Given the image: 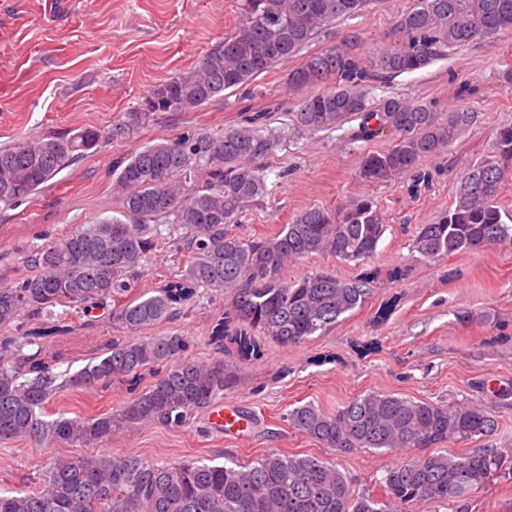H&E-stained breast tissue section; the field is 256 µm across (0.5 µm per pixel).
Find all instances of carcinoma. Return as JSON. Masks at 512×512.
<instances>
[{
  "label": "carcinoma",
  "mask_w": 512,
  "mask_h": 512,
  "mask_svg": "<svg viewBox=\"0 0 512 512\" xmlns=\"http://www.w3.org/2000/svg\"><path fill=\"white\" fill-rule=\"evenodd\" d=\"M373 0H235L236 23L224 42L192 70L156 85L142 107L112 124L108 138L131 135L154 112H196L224 92L250 84L278 64L297 60L288 89L302 98L290 113L293 129L318 132L355 121L348 139L389 145L363 154L360 180L384 184L412 176L413 192L434 172L420 167L448 150L477 122L463 108L437 112L434 102L375 91L391 80L427 68L478 38L492 42L512 32V0H417L404 12L390 43L362 50L357 29L314 53L306 48L319 31L353 19ZM103 135L82 130L46 136L0 149V206L14 207L98 145ZM279 146L256 115L244 124L190 139L146 145L125 161L116 185L123 196L119 216L82 225L34 251L32 274L0 288V444L33 440L52 454L38 472L39 487L0 489V512H409L420 502L457 503L469 512V496L506 477L512 448L469 454L440 453L447 443H466L494 430L485 404L416 401L391 393L360 395L336 413L311 403L288 419L326 447L395 452L425 443L437 448L385 469L383 498L357 491L335 465L313 456L272 451L247 465L202 461L159 464L136 455H69L63 448H95L121 428L148 424L184 427L237 382L222 361L203 364L184 357L189 337L179 333L114 336L77 372L59 367L70 348L51 354V337L70 340L80 325L52 309L67 307L94 321L110 308L112 324L131 331L152 328L180 314L177 304L195 287L229 294L231 305L211 328L209 340L228 338L242 359L258 352L253 333L281 346L296 345L334 326L363 303L360 281L317 272L291 282L279 270L290 260L328 254L358 262L371 257L387 231L377 202L352 198L333 209L306 208L270 236L240 237L227 226L245 204L267 191L254 163ZM209 182L191 186L198 173ZM512 175V126L497 129L491 151L468 167L454 199L434 224H422L412 247L434 259L512 241V216L497 197ZM168 228L160 229V224ZM180 230L188 252L181 277L164 288L137 291L159 242ZM54 322L25 329L23 316ZM123 387L119 410L92 416L50 412L60 389L107 391Z\"/></svg>",
  "instance_id": "1"
}]
</instances>
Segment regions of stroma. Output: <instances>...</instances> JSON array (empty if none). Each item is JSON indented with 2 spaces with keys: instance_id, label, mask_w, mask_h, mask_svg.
<instances>
[{
  "instance_id": "stroma-1",
  "label": "stroma",
  "mask_w": 512,
  "mask_h": 512,
  "mask_svg": "<svg viewBox=\"0 0 512 512\" xmlns=\"http://www.w3.org/2000/svg\"><path fill=\"white\" fill-rule=\"evenodd\" d=\"M414 0H380L370 12L334 25L313 42L319 51L359 29L364 48L386 43L402 11ZM235 23L233 0H0V147L84 129L106 131L117 116L141 106L159 82L194 68ZM512 36L498 43L473 41L427 69L397 77L391 88L435 103L438 111L463 106L476 124L444 154L425 160L436 170L432 184L410 193L407 180L360 181V159L386 140H348L344 130L299 133L295 143L258 161L268 193L247 206L233 233L269 235L308 207L375 199L389 229L375 254L361 262L314 255L286 263L281 278L317 271L342 279L370 274L362 305L335 327L297 346L259 341L260 355L239 364L234 345H212V323L230 303L215 292L186 303L184 313L153 327L188 336V358L238 365V380L223 399L242 410L251 427L235 436L213 432L207 411L181 428L160 424L120 429L101 448L159 463L200 460L250 462L272 450L329 461L357 490L378 494L387 466L418 456L363 449L341 453L295 429L290 411L311 403L336 412L357 395L395 393L415 400L494 404L497 427L478 440L481 448H512V242L480 251L427 260L412 252L419 225L447 212L462 172L486 155L498 127L512 124ZM287 65L260 75L250 86L219 97L196 112H158L126 139L99 143L44 185L34 198L0 207V287L26 272L33 249L70 228L116 216L120 197L115 171L136 147L198 131L216 132L262 112L279 129L299 103L284 80ZM473 80L476 96L459 100L453 78ZM187 255L173 246L147 262L141 290L162 287L180 275ZM405 270L399 280L392 269ZM126 395L66 391L53 407L70 414L113 412ZM48 450L31 441L0 445V488L37 477Z\"/></svg>"
}]
</instances>
